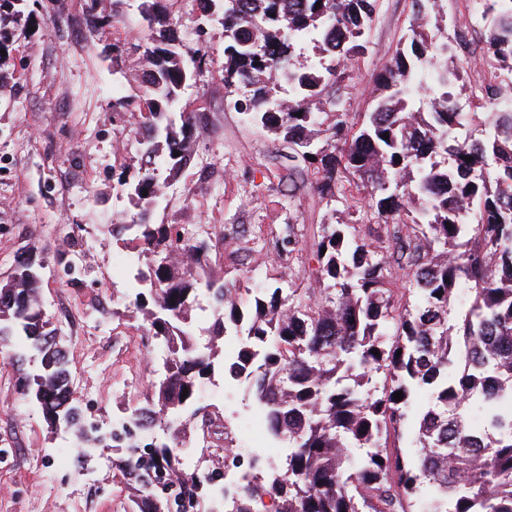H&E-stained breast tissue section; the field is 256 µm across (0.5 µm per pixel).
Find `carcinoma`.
<instances>
[{"label":"carcinoma","instance_id":"cac0c4a2","mask_svg":"<svg viewBox=\"0 0 512 512\" xmlns=\"http://www.w3.org/2000/svg\"><path fill=\"white\" fill-rule=\"evenodd\" d=\"M166 2L140 5L151 38L140 56L138 124L152 167L119 175L138 212L112 225V238L133 231L152 256L130 305L145 335L167 350L164 377L128 423L149 429L187 412L201 418L195 430L218 434L193 396L222 357L231 378H252L271 437L289 450L285 472L241 475L231 512H255L266 496L277 512H512V106L499 103L502 87L485 88L494 111L471 114L480 135L456 132L462 76L428 24L436 0H413L416 27L380 73L371 109L352 116L343 111L345 61L362 53L378 0H197L204 15L222 9L224 86L250 90L235 106L290 150L282 179L296 191L298 179L311 177V192L328 203L351 181L353 207L367 219L315 225L309 277L318 288L304 295L262 288L245 312L207 270L200 235L151 223L163 185L190 160L199 136L180 100L205 63L179 50ZM122 3L89 0L87 25H111ZM488 11L485 55L512 72V0H492ZM22 15L15 0H0V50L14 37L9 22ZM305 43L323 63L298 62ZM282 79L291 92L285 101L272 93ZM394 270L404 273L399 287ZM42 282L43 266L30 260L0 281V343L20 367L19 393L48 427L75 433L84 449L104 446L111 438L80 421L67 347L45 319ZM201 292L217 313L202 345L190 328ZM228 329L242 333V344L226 358L219 340ZM418 390L431 404L418 419L419 452L409 457L388 439L408 427ZM133 445L142 452L123 454L119 468L136 483L135 512H183L174 499L154 497L153 481L139 472L159 464L168 484L192 496L179 448Z\"/></svg>","mask_w":512,"mask_h":512}]
</instances>
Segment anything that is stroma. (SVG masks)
<instances>
[{"instance_id": "stroma-1", "label": "stroma", "mask_w": 512, "mask_h": 512, "mask_svg": "<svg viewBox=\"0 0 512 512\" xmlns=\"http://www.w3.org/2000/svg\"><path fill=\"white\" fill-rule=\"evenodd\" d=\"M88 0H28L31 20L15 26V48L0 67V281L18 259L44 267V311L71 303L77 321L66 333L76 397L101 427L142 406L150 384L164 374L165 352L144 334L128 308V267L141 251L134 233L112 238L135 209L115 188L119 173L142 165L134 112H117V95L137 93L134 62L149 29L138 5L125 0L113 24L85 22ZM183 37V54L203 48L206 63L182 92L201 128L191 160L167 182L152 213L156 224L200 225L209 232L208 262L243 304L272 284L305 289L309 250L285 257L276 242L294 232L309 238L311 225L360 223L358 213L323 203L310 190L289 192L275 173L284 146L235 110L224 89V19L201 15L195 0H170ZM412 0H379L363 53L349 61L342 99L347 112L369 111L376 78L411 33ZM491 16L473 0H441L440 40L453 48L463 73L460 112L487 111L485 85H512V73L479 54ZM71 236L91 265L70 272ZM16 365L0 346V512H130V486L116 464L120 449H95L78 466L63 463L72 435L52 430L38 408L18 392ZM197 404L221 409L232 447L261 449L283 468L287 443L249 435L258 409L247 384L222 374L201 380Z\"/></svg>"}]
</instances>
